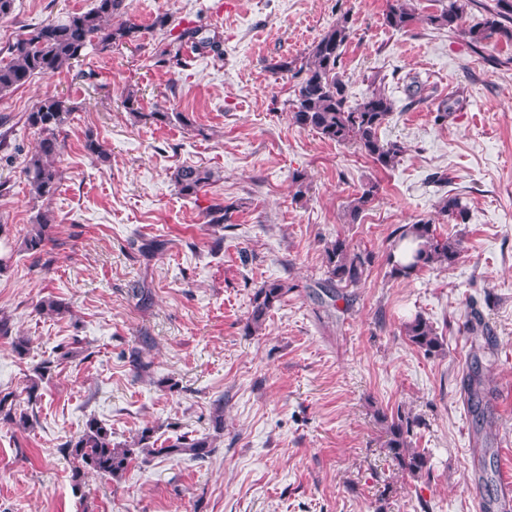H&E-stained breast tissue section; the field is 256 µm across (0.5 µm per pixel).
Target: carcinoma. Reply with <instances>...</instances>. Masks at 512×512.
I'll return each mask as SVG.
<instances>
[{"label":"carcinoma","instance_id":"cac0c4a2","mask_svg":"<svg viewBox=\"0 0 512 512\" xmlns=\"http://www.w3.org/2000/svg\"><path fill=\"white\" fill-rule=\"evenodd\" d=\"M476 6L486 12L483 22L463 27L468 7ZM129 0H94V6L86 12H75L63 20L42 23L20 35L9 49V59L0 62V94L16 90L33 77L56 72L79 61L85 49L98 44L107 49L114 45L128 44L139 37L141 26L133 22ZM420 20L434 28L462 29L470 43L478 47L488 39L499 36L512 42V0H495L489 6L480 0H448L440 10L422 17L416 16L409 0H391L385 13V24L394 30H403ZM352 34L349 17L336 19L324 33L302 54L282 57L269 65L271 73L286 74L297 79L293 85V98L288 100L290 120L296 127L313 131L322 139L337 144H350L358 148L375 164L389 168L404 152L398 142H385L379 136L382 125L393 112V101L385 92L384 79L373 78L371 90L360 100H350L346 83L340 76L339 68L344 49ZM199 30L185 28L169 32L168 39L178 48L165 47L160 52L159 62L171 68L185 69L189 65L181 53V47L191 48L215 42L197 39ZM70 109L61 100L51 96L42 100L27 113L26 124L42 134L34 151L28 156L24 174L31 193L37 198L51 199L61 182L62 173L56 164L64 148L60 133L67 122ZM84 148L88 154L103 161L108 152L93 131L85 133ZM211 173L195 166H181L173 176L178 193L184 197L199 194L210 182ZM380 185L367 182L348 204L351 221H356L365 208L378 196ZM232 206L221 201L209 205L205 211L206 223L223 224L228 220ZM440 214L458 224L466 220V206L459 196L443 199ZM50 224L45 216L35 217V224L24 237L23 250L40 259L47 254L46 246L51 241ZM410 238L417 242L412 260L401 264L394 260L395 251L402 241ZM461 241L437 235L434 220L422 218L412 224L398 228V236L387 254L390 277L408 279L417 272L434 266H452L461 257ZM370 253L351 249L349 242L338 236L324 246V263L328 286L354 287L361 283L368 267L372 264ZM291 291L287 283L277 280L264 283L256 289L251 301V310L246 321L249 332H257L270 310ZM473 340H489V329L483 315L474 309L467 324ZM404 334L416 348L431 355L443 350L444 342L433 325L417 314L404 323ZM53 361L45 360L36 367V377L30 379L25 388L27 401L41 397L40 384L51 374ZM462 390L467 405L476 413V418L485 420L483 389L481 379L467 374L462 379ZM16 395L0 394V423L12 424L21 429L32 427L27 413L16 412ZM385 426V448L395 462L397 469L410 478L417 479L427 470L425 452L412 447L411 436L418 424L417 418L401 410L392 415L379 414ZM70 462L71 481L79 487L86 475L117 478L141 456L175 457L189 455L204 460L213 453L209 437L190 438L178 435L162 443L154 439V430L144 428L130 445L112 442V430L95 417L87 419L83 430L64 444Z\"/></svg>","mask_w":512,"mask_h":512}]
</instances>
